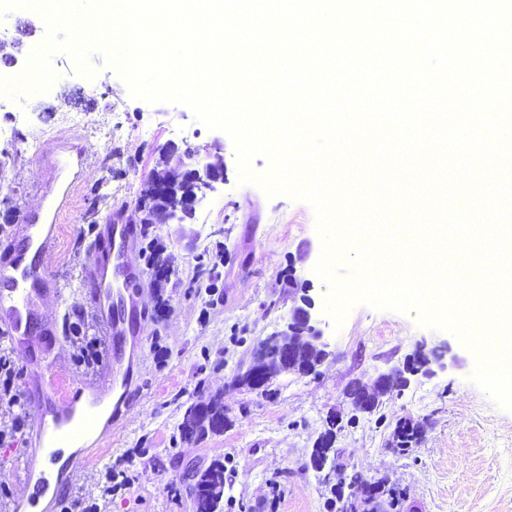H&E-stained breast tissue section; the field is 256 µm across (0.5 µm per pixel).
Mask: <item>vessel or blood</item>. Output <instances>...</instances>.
<instances>
[{"instance_id": "1", "label": "vessel or blood", "mask_w": 512, "mask_h": 512, "mask_svg": "<svg viewBox=\"0 0 512 512\" xmlns=\"http://www.w3.org/2000/svg\"><path fill=\"white\" fill-rule=\"evenodd\" d=\"M68 189L45 186L40 211L19 210L21 233L0 256V333L22 351L30 369L47 390L46 411L38 416L32 449L16 475L17 498L10 512H48L70 497L74 471L89 463L82 451L104 410L120 417L140 349L136 321L143 311V271L132 258L135 225L116 209L91 249V273L86 293L95 320L108 342V365L94 379L72 376L58 381L55 320L42 313L48 294L59 293L50 257L56 242V222Z\"/></svg>"}]
</instances>
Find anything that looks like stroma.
Listing matches in <instances>:
<instances>
[{"instance_id": "obj_1", "label": "stroma", "mask_w": 512, "mask_h": 512, "mask_svg": "<svg viewBox=\"0 0 512 512\" xmlns=\"http://www.w3.org/2000/svg\"><path fill=\"white\" fill-rule=\"evenodd\" d=\"M0 30L14 41L19 67L46 34L26 9L1 16ZM91 64L92 79L78 73L68 55H55L58 78L50 90L19 110H0V200L10 210H39L41 189L53 175L50 160L72 150L84 155L82 165L62 176L73 185L72 200L59 216L54 256L62 293L47 297V317L69 318L86 308L89 227L104 224L123 203L128 219L139 222L137 202L158 161L178 177L193 151L200 164L224 171L223 183L197 200L190 218L151 230L165 247L171 276L162 296L145 292L130 406L105 456L113 466L137 470L138 479L113 497L108 512H194L188 475L218 458L232 472L224 495L236 502L224 512H239L242 504L248 512H327L330 487L309 456L328 416L349 412L352 381L372 383L418 352L442 355V366L383 396L378 415L360 413L346 424L335 442L338 464L404 491L401 512H512V409L470 381L476 359L460 337L421 325L416 313L359 303L338 328L319 311L330 355L315 374L286 372L261 389L237 385L256 345L280 329L294 307L291 279L310 281L317 303L326 301L329 284L315 271L323 250L316 213L307 202L239 183L226 132L207 128L186 106L131 98L101 56ZM68 112L79 121L72 132L62 124ZM31 141L37 144L32 151L26 148ZM219 247V301L212 306L196 279L195 256ZM236 327L246 328L244 341L233 339ZM203 391L223 394L224 431L174 442L185 405ZM404 420L418 424L421 434L401 453L393 432ZM174 484L181 495L171 493Z\"/></svg>"}]
</instances>
